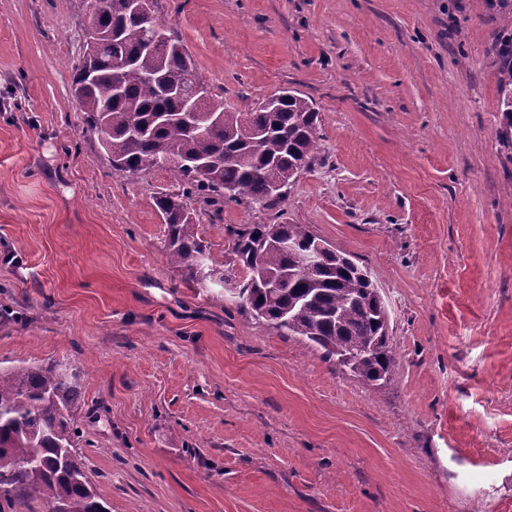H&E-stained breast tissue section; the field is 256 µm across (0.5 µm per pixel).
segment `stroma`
<instances>
[{
	"instance_id": "1",
	"label": "stroma",
	"mask_w": 512,
	"mask_h": 512,
	"mask_svg": "<svg viewBox=\"0 0 512 512\" xmlns=\"http://www.w3.org/2000/svg\"><path fill=\"white\" fill-rule=\"evenodd\" d=\"M241 109L288 88L318 150L273 207L189 199L229 284L244 224L369 273L396 364L367 385L168 264L169 170L113 172L72 0H0V367H77L109 512H512V0H153ZM502 60V66L500 69V82L503 89V100L502 103L505 107V112L512 119V38L506 39L503 44V48L500 52Z\"/></svg>"
}]
</instances>
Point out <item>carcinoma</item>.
<instances>
[{
    "label": "carcinoma",
    "mask_w": 512,
    "mask_h": 512,
    "mask_svg": "<svg viewBox=\"0 0 512 512\" xmlns=\"http://www.w3.org/2000/svg\"><path fill=\"white\" fill-rule=\"evenodd\" d=\"M92 20L102 42L85 56L73 78L86 124L100 135L114 171L165 169L179 176L182 193L156 198L168 227L167 261L200 287L213 280L222 283L224 273L208 264L207 245L185 199L200 197L217 208L226 201L275 203L300 174V165H310L316 153L319 113L295 91L272 111L263 101L232 111L212 94L207 109L223 121L200 136L181 118V101L163 95L165 83L199 81L185 49H151L135 37L112 39L130 29L167 34L166 21L154 13L131 15L117 2ZM500 57L502 103L512 117V42L504 41ZM123 60L139 76L118 80ZM272 178L282 191H271ZM281 236L295 249L281 247ZM316 240L305 224L238 229L232 251L248 273L238 297L255 318L303 337L355 378L369 385L387 379L395 353L385 335V308L368 301L373 286L368 272L338 250L316 269L301 270L299 251ZM80 380L75 368H0V512H12L15 502L31 497L67 512H108L79 447Z\"/></svg>",
    "instance_id": "obj_1"
}]
</instances>
